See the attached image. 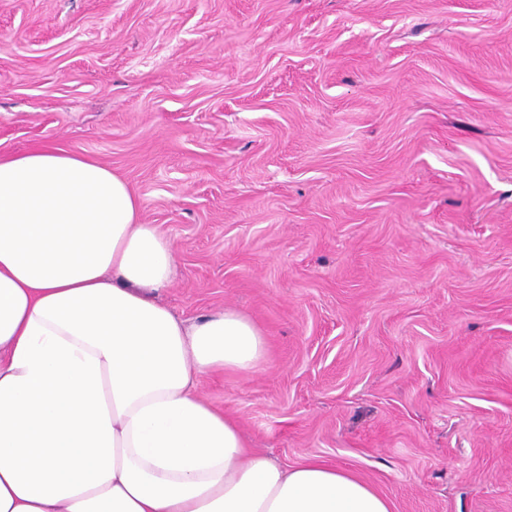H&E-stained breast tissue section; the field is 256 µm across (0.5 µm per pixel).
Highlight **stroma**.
<instances>
[{
  "mask_svg": "<svg viewBox=\"0 0 512 512\" xmlns=\"http://www.w3.org/2000/svg\"><path fill=\"white\" fill-rule=\"evenodd\" d=\"M97 160L161 301L262 331L199 390L391 512H512V0H0V153Z\"/></svg>",
  "mask_w": 512,
  "mask_h": 512,
  "instance_id": "obj_1",
  "label": "stroma"
}]
</instances>
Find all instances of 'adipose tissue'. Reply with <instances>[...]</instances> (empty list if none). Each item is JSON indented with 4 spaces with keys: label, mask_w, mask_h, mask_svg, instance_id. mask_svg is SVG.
<instances>
[{
    "label": "adipose tissue",
    "mask_w": 512,
    "mask_h": 512,
    "mask_svg": "<svg viewBox=\"0 0 512 512\" xmlns=\"http://www.w3.org/2000/svg\"><path fill=\"white\" fill-rule=\"evenodd\" d=\"M141 209L93 160L0 154V512H391L335 464L253 453L202 397L260 367L263 334L159 302L175 254Z\"/></svg>",
    "instance_id": "1"
}]
</instances>
